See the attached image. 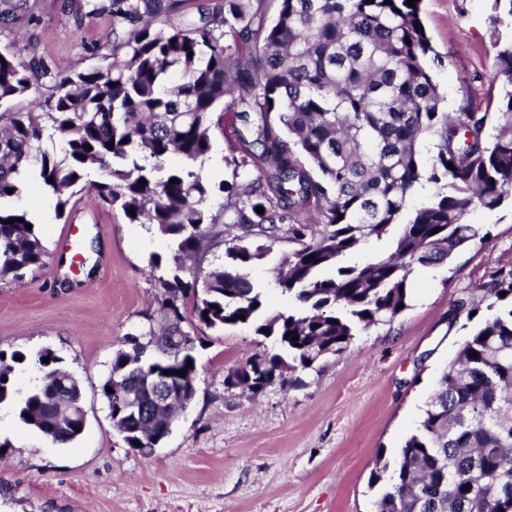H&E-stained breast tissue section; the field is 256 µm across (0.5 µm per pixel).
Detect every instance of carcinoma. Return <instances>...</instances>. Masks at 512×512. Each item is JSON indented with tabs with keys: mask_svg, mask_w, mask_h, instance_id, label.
I'll use <instances>...</instances> for the list:
<instances>
[{
	"mask_svg": "<svg viewBox=\"0 0 512 512\" xmlns=\"http://www.w3.org/2000/svg\"><path fill=\"white\" fill-rule=\"evenodd\" d=\"M275 2L268 23L249 0H67L68 14L112 19L94 43L98 62L80 71L35 55L19 61L12 43L0 45V279L21 282L44 266L27 211L3 205L22 194L23 174H35L53 194L59 218L77 190H87L176 244L171 277L155 275L159 263H151L163 330L150 332L146 346L158 360L140 366L141 351L119 348L101 387L113 428L134 452L153 447L172 416L154 405L146 378L175 371L174 386L194 384L188 303L208 328L268 330L279 352L249 358L232 373L257 395L276 381L293 383L289 374L313 367L323 353L346 352L359 329L396 318L408 307L415 269L485 238L465 221L468 211L512 200V39L495 44L503 89L491 135L489 113L443 109L432 75L439 55L421 29L419 0L412 7L407 0ZM28 18V0H0V35ZM44 84L40 111L15 109ZM218 110L255 113L233 163L244 170L259 157L267 176L228 186L238 199L232 223L243 235L224 266L191 270L186 281L185 261L206 254L218 236L202 175ZM425 139L434 140L429 159L419 149ZM426 186V201L408 208ZM255 236L294 244L275 285L299 311L265 312L263 289L247 273L267 251ZM384 237L392 238L389 254L342 263ZM487 293L490 314L443 372L376 512H512V269L494 273ZM18 357L25 355L0 357V404L13 397ZM57 361L49 349L36 354L43 384L18 416L65 445L83 434L85 420L57 416L51 396L59 375L66 404L81 409L80 382ZM115 379L141 391L150 416L122 411L107 392Z\"/></svg>",
	"mask_w": 512,
	"mask_h": 512,
	"instance_id": "1",
	"label": "carcinoma"
}]
</instances>
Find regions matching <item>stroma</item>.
I'll return each mask as SVG.
<instances>
[{"instance_id":"35a3bbf8","label":"stroma","mask_w":512,"mask_h":512,"mask_svg":"<svg viewBox=\"0 0 512 512\" xmlns=\"http://www.w3.org/2000/svg\"><path fill=\"white\" fill-rule=\"evenodd\" d=\"M61 4L29 0L33 21L16 35L14 52L23 60L35 54L52 65L85 69L111 21L75 20ZM491 5L422 0L423 24L442 59L433 75L450 112L466 102L478 112L497 110L502 79L493 44L512 37V28L494 24ZM241 126L217 121L211 129L203 176L211 187L208 209L225 228L222 242L198 261L206 270L223 264L237 233L221 187L233 181ZM15 205L33 222L46 265L20 285L0 280V351L28 357L11 373L13 402L0 405V439L11 443L0 458V512H375L377 461L397 458L473 327L454 304L481 298L492 273L512 265V207L470 210L467 222L481 225L487 238L449 262L416 270L408 309L359 332L343 355L297 370L296 384L274 383L254 397L227 378L252 355L277 352L274 339L247 327L216 330L192 322L195 399L161 445L140 453L113 429L101 386L123 338L158 328L149 263L158 259L159 275L170 276L171 242L84 193L61 218L53 197L34 189ZM72 225L85 257L80 270L66 245ZM289 248L287 240L272 242L248 270L270 315L298 307L274 286L275 268ZM44 349L81 383L86 428L67 445L53 444L18 418V402L41 384L31 357Z\"/></svg>"}]
</instances>
